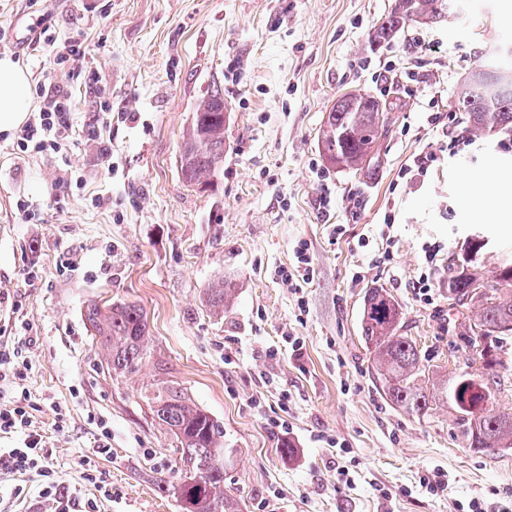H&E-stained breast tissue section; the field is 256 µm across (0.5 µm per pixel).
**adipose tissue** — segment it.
Segmentation results:
<instances>
[{"instance_id": "adipose-tissue-1", "label": "adipose tissue", "mask_w": 512, "mask_h": 512, "mask_svg": "<svg viewBox=\"0 0 512 512\" xmlns=\"http://www.w3.org/2000/svg\"><path fill=\"white\" fill-rule=\"evenodd\" d=\"M29 84L30 74L20 62L8 56L0 57V134L15 131L28 120L33 107ZM490 181L499 184V202L491 203L484 197V185ZM462 192L469 215L496 224L512 221V180L500 181L498 160H491L485 170L468 175L462 183Z\"/></svg>"}]
</instances>
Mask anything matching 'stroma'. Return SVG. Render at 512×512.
<instances>
[{
    "label": "stroma",
    "instance_id": "stroma-1",
    "mask_svg": "<svg viewBox=\"0 0 512 512\" xmlns=\"http://www.w3.org/2000/svg\"><path fill=\"white\" fill-rule=\"evenodd\" d=\"M87 2L0 0V30L45 16L58 41L82 34L97 75L69 83L41 52L18 50L32 86L67 83L73 127L57 153H21L0 135V328L32 363L35 419L65 488L96 512H180L157 488L179 467L176 442L141 398L164 382L223 425L237 450L224 487L244 512H470L474 498L485 512L512 508V451L469 448L452 407L417 418L391 405L360 328L366 290L385 288L430 377L465 367L448 261L480 237L477 265L494 271L512 259V224L466 219L461 183L491 159L512 161V135L456 145L448 136L462 132L454 94L465 75L512 45L503 0H462L444 22L405 23L381 46L373 34L394 0ZM390 67L415 78L387 83ZM216 86L230 114L224 172L191 186L179 170L182 136ZM358 89L382 102L385 126L371 164L355 171L326 161L318 133L336 98ZM104 102L112 122L89 140ZM421 153L434 156L426 175L404 177ZM69 165L82 183L65 198L55 180ZM325 186L336 199L326 214ZM354 192L364 199L355 211ZM301 240L315 270L297 293L274 271L293 263ZM424 275L428 301L417 290ZM220 280L233 290L222 315L205 301ZM95 302L143 310L137 372L115 379L102 369L85 319ZM287 331L303 337L300 356ZM104 427L111 454L79 466L78 451ZM323 434L349 454L338 458ZM435 469L448 474L437 495L420 484Z\"/></svg>",
    "mask_w": 512,
    "mask_h": 512
}]
</instances>
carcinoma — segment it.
I'll return each instance as SVG.
<instances>
[{
  "label": "carcinoma",
  "mask_w": 512,
  "mask_h": 512,
  "mask_svg": "<svg viewBox=\"0 0 512 512\" xmlns=\"http://www.w3.org/2000/svg\"><path fill=\"white\" fill-rule=\"evenodd\" d=\"M458 0H396L394 8L375 30L374 38L389 40L409 20L438 24L458 11ZM456 106L465 114L469 131L482 137L512 132V49H504L480 65L464 80ZM383 122L380 101L367 93L348 92L336 100L324 122L321 146L325 156L341 168L361 170L372 159ZM224 93L216 89L197 103L193 122L180 147L183 180L206 186L224 167ZM472 258L448 265V296L463 309L475 308L466 317L460 340L468 351L483 345L481 367L466 369L440 380L432 390L421 384L426 367L416 342L401 333L400 313L394 297L384 288H370L363 301L362 339L373 355L374 378L386 399L412 416H425L432 406L451 405L465 428L469 447L477 450L512 449V413L499 411L476 416L467 401L500 394L497 369L503 340L512 336V263L504 262L487 276L473 266ZM480 281L485 291L473 287ZM209 308L222 314L232 289L223 281L206 288ZM93 337L105 354L107 372L118 378L139 369L147 353V325L141 309L133 304H97L86 314ZM148 407L176 439L184 469L179 476L159 481V491L173 497L182 512H241L235 497L224 491V473L236 462V449L224 443V427L183 393L159 388L147 397ZM208 474L202 482L199 474Z\"/></svg>",
  "instance_id": "carcinoma-1"
}]
</instances>
